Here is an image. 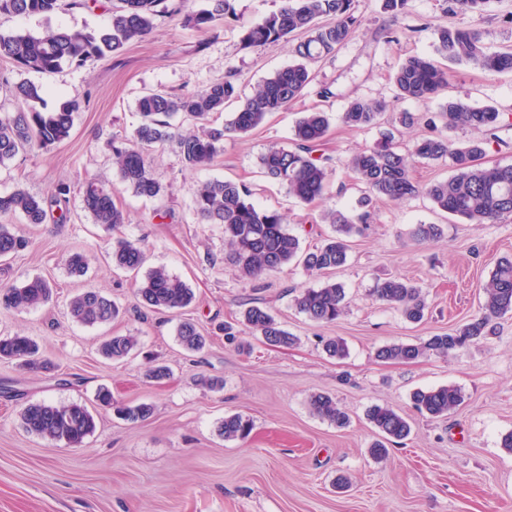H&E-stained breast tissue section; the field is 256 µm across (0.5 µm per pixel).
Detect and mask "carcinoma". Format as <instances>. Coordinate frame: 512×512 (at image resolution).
Returning <instances> with one entry per match:
<instances>
[{"label": "carcinoma", "instance_id": "obj_1", "mask_svg": "<svg viewBox=\"0 0 512 512\" xmlns=\"http://www.w3.org/2000/svg\"><path fill=\"white\" fill-rule=\"evenodd\" d=\"M65 0H0V14L51 17L63 9ZM160 0H119L113 7L109 23L97 30L57 28L44 35L0 33V59L11 62L20 71L55 74L65 65L84 66L106 56L121 54L127 44L147 36L152 29L154 7ZM451 14L472 13L486 0H446ZM353 0H280L277 11L261 23L245 30L246 45L266 48L281 42L292 44L296 61L263 80L239 105L231 120L222 126L209 123L211 115L224 110L225 104L238 98L231 80L212 83L202 91L172 96L166 92L143 95L137 102L140 123L133 140L113 147L121 183L138 197L154 198L163 192L153 174L149 151L168 141L177 143L186 165L200 168L209 165L219 153L228 134H246L258 127L272 112H277L297 98L313 79L308 63L336 51L350 38L355 24ZM233 15L232 0H205L203 7L191 12L187 22L200 30ZM452 64L478 67L490 74L512 72V48L488 53L479 31L465 26L435 29L434 55L405 58L393 81L397 96L415 101L438 97L448 86V68L439 59ZM10 92L22 104L16 112L0 113V163L14 158L36 142L48 148L70 136L76 103L63 104L46 111L44 88L28 80L13 83ZM387 110L383 101L358 98L351 101L342 121L354 129L376 124ZM182 113L201 124L197 133H182L169 122ZM440 117L448 128L464 127L475 137L455 145L442 137H428L416 143L412 153L404 154L391 139L353 155L347 168L377 197L400 201L420 192L425 193L442 211L471 224H487L499 217L512 215V165L484 167L479 163L485 145L496 137L501 113L490 105L471 107L448 100ZM328 114L322 111L304 113L297 121L292 146H272L260 156L265 174L287 187L288 192L303 203L323 196L327 159L314 156L329 131ZM451 161L454 175L424 187L413 181L412 158ZM251 191L244 184L212 179L197 184L194 202L197 215L205 224L224 225V238L229 247L228 260L240 275L257 279L278 271L298 256L299 240L287 232L283 217L276 211L257 207L250 200ZM58 198H45L17 189L0 193V215L20 214L26 223L39 225L46 221ZM82 206L95 223L116 228L125 223L123 211L117 207L112 190L94 179L85 182ZM322 220L333 225L336 237L328 240L303 258L311 273H328L347 261V238L360 232L368 214L352 217L334 208L326 209ZM440 236L436 224H418L411 232L415 242ZM28 245V240L7 225L0 224V258L13 255ZM144 262L140 247L120 241L112 249V264L126 270H137ZM484 311L451 333L436 334L418 344H389L377 349L376 357L384 362H413L429 354L447 355L452 351L479 343L494 333L495 319L512 313V257L500 258L489 282L484 287ZM136 294L151 311L176 312L187 306L193 294L180 279L163 268H155L138 283ZM50 295L49 283L32 279L21 286L0 289V306L13 309L34 308ZM376 300L399 309L405 318L419 321L426 308L421 289L408 280L388 277L373 288ZM346 292L342 284L325 281L318 288H306L296 299L301 312L317 323H332L344 312ZM73 319L86 326L110 322L119 314L111 299L89 288L70 302ZM243 321L263 336L271 346H286L295 337L282 329L268 310L251 306L243 313ZM178 336L189 351H199L205 339L196 326L183 322ZM136 346L131 336H112L100 346L107 359L126 358ZM36 342L23 335L0 338V358L20 359L33 369L43 370L47 364L38 361ZM458 388L447 385L413 393L417 410L431 418L448 415L462 403ZM310 408L318 417L338 427L348 424L349 417L336 401L326 394H315ZM123 419L131 422L148 419L153 409L148 404L118 409ZM368 419L388 441L403 440L410 433L408 422L395 410L375 405ZM25 429L55 443L77 446L93 432V416L82 405H55L40 402L26 406L22 412ZM252 430L250 420L239 414L224 418L220 432L226 440L246 438Z\"/></svg>", "mask_w": 512, "mask_h": 512}]
</instances>
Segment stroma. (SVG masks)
Masks as SVG:
<instances>
[{
  "instance_id": "obj_1",
  "label": "stroma",
  "mask_w": 512,
  "mask_h": 512,
  "mask_svg": "<svg viewBox=\"0 0 512 512\" xmlns=\"http://www.w3.org/2000/svg\"><path fill=\"white\" fill-rule=\"evenodd\" d=\"M116 0L98 7L64 8L52 18L0 15V32L38 35L47 27L99 28ZM278 0H233L235 15L208 30L191 27L184 14L158 12L144 39L123 53L64 67L56 74L20 72L0 60V77L42 84L48 108L76 100L70 136L43 149L28 148L0 163V193L24 189L51 197L66 189L68 220L32 226L22 215H2L29 240L28 247L0 262V286L35 277L54 286L44 306L18 311L0 307V337L34 339L52 371L33 372L0 361V512H512V453L501 446L512 433V314L497 335L448 356L428 355L410 363H385L375 351L393 343H418L448 333L478 315L483 287L496 262L512 256V216L493 224H467L437 209L425 194L401 202L371 199L370 218L350 239L348 260L334 278L343 284L347 308L335 323L311 321L296 306L305 288L322 285L300 260L280 271L249 280L225 260L224 227L200 223L193 189L210 179L247 185L252 202L280 212L285 229L309 252L333 236L321 215L328 208L360 213L366 185L347 171L352 154L375 146L384 134L404 152L432 134L440 99L397 98L392 76L410 55L433 51L434 31L460 25L478 29L493 51L512 48V0H487L480 11L452 15L444 0H410L392 14L382 0H354L357 19L351 38L335 54L311 65L314 80L303 94L245 135L224 139V149L208 166L185 165L175 143L155 148L151 166L162 183L161 196H134L120 182L113 149L132 139L140 122L138 99L153 91H200L233 76L240 96L294 61L288 43L256 49L241 40L245 27L276 10ZM445 97L503 116L495 141L485 147L486 166L512 164V72L491 75L452 66ZM444 97V98H445ZM356 98L385 101L379 124L353 129L341 116ZM320 109L330 117L319 147L329 157L322 199L305 204L262 172L259 157L270 146L290 144L296 121ZM414 123L403 126L402 113ZM96 178L114 192L126 215L117 229L95 223L83 210L80 190ZM417 224H437L442 236L414 243ZM124 238L144 251L145 269L165 268L194 294L178 313H155L140 306L135 289L140 273L113 268L112 246ZM87 260L83 277L69 275L67 260ZM390 276L413 280L428 304L423 321L408 322L394 307L374 300L375 282ZM98 288L121 309L106 324L86 326L69 314L71 298ZM268 308L296 341L266 344L242 322L245 308ZM197 325L207 338L198 352L178 339L181 321ZM237 331L224 338L225 323ZM131 336L137 345L122 360L99 352L109 336ZM330 337L344 340L347 354L323 350ZM153 365L170 375L148 378ZM453 385L464 400L447 417L418 413L411 395L418 389ZM115 406L101 408L100 389ZM330 394L350 416L339 428L314 415L309 401ZM78 403L95 419L83 445L69 447L28 433L21 420L32 403ZM146 403L149 419L130 423L117 407ZM386 405L411 426L404 440L389 444L385 459L373 458L377 435L367 419L373 405ZM240 414L253 429L246 440L227 441L218 427Z\"/></svg>"
}]
</instances>
